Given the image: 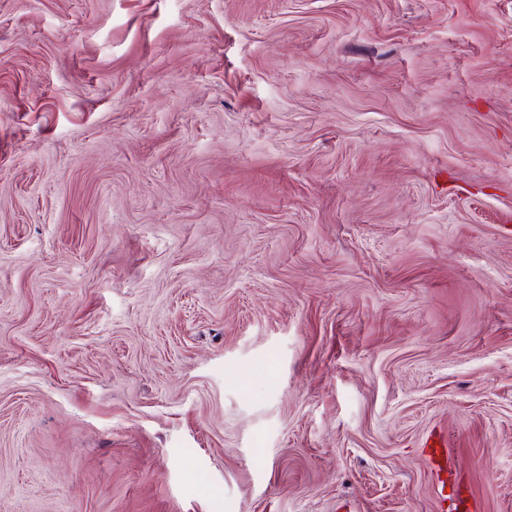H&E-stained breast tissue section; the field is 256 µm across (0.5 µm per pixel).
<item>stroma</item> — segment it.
<instances>
[{"label": "stroma", "instance_id": "obj_1", "mask_svg": "<svg viewBox=\"0 0 512 512\" xmlns=\"http://www.w3.org/2000/svg\"><path fill=\"white\" fill-rule=\"evenodd\" d=\"M512 512V0H0V512Z\"/></svg>", "mask_w": 512, "mask_h": 512}]
</instances>
